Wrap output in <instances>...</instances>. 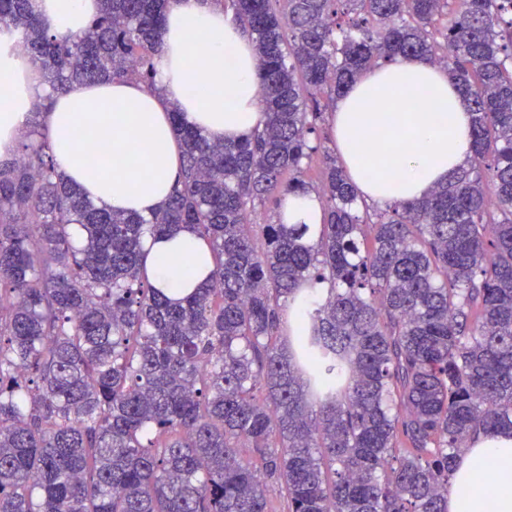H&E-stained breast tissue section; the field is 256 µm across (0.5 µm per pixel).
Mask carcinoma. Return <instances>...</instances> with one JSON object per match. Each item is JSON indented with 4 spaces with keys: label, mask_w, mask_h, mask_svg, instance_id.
Listing matches in <instances>:
<instances>
[{
    "label": "carcinoma",
    "mask_w": 512,
    "mask_h": 512,
    "mask_svg": "<svg viewBox=\"0 0 512 512\" xmlns=\"http://www.w3.org/2000/svg\"><path fill=\"white\" fill-rule=\"evenodd\" d=\"M223 1L266 119L221 143L172 113L183 169L160 211L89 201L40 121L0 161V512H448L457 458L512 428V0ZM103 2L59 35L35 0H0L36 113L90 82L157 89L176 0ZM413 57L465 94L473 151L423 199L371 208L318 94ZM295 192L321 202L317 237L247 223ZM183 229L214 268L172 298L144 240Z\"/></svg>",
    "instance_id": "1"
}]
</instances>
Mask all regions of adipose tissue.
Instances as JSON below:
<instances>
[{
	"mask_svg": "<svg viewBox=\"0 0 512 512\" xmlns=\"http://www.w3.org/2000/svg\"><path fill=\"white\" fill-rule=\"evenodd\" d=\"M38 13L62 35L81 32L99 0H37ZM155 59L156 90L123 81L88 83L55 95L46 113L57 170L83 195L115 211L148 216L168 198L182 162L171 120L213 140H237L260 126L258 59L251 41L214 0H175L167 10ZM27 57L0 36V159L25 136L39 93ZM332 135L347 174L369 201L418 200L472 152L466 97L446 70L419 58L365 71L337 100ZM102 140L106 154L90 158L71 135ZM149 278L175 297L202 278L184 274L206 250L190 234L147 240ZM494 490L475 486L483 466ZM448 512H512V431L484 435L458 460Z\"/></svg>",
	"mask_w": 512,
	"mask_h": 512,
	"instance_id": "adipose-tissue-1",
	"label": "adipose tissue"
}]
</instances>
